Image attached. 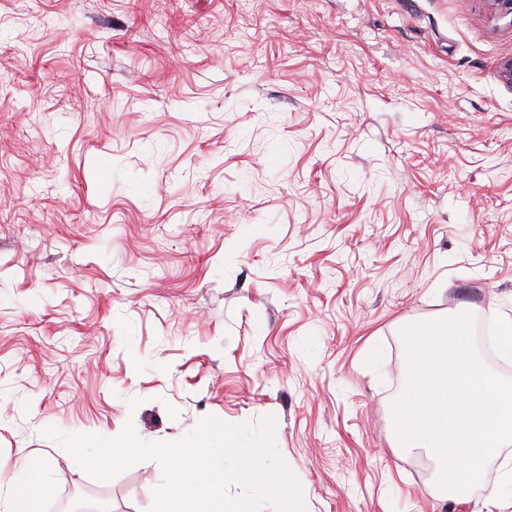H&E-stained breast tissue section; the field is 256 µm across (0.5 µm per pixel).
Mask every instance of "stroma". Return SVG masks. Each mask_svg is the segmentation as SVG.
<instances>
[{
  "mask_svg": "<svg viewBox=\"0 0 512 512\" xmlns=\"http://www.w3.org/2000/svg\"><path fill=\"white\" fill-rule=\"evenodd\" d=\"M511 59L489 0H0V481L149 512L44 429L271 417L305 512H512L392 415L402 327L512 318Z\"/></svg>",
  "mask_w": 512,
  "mask_h": 512,
  "instance_id": "stroma-1",
  "label": "stroma"
}]
</instances>
